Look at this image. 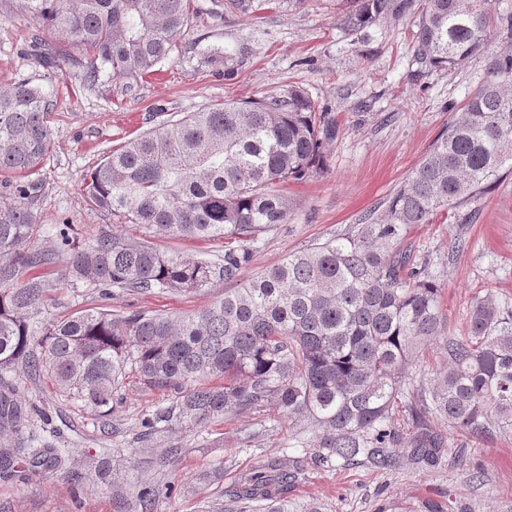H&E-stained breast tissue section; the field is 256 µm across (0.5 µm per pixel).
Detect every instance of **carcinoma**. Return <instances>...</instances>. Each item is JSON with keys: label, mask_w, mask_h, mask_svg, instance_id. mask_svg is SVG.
Segmentation results:
<instances>
[{"label": "carcinoma", "mask_w": 512, "mask_h": 512, "mask_svg": "<svg viewBox=\"0 0 512 512\" xmlns=\"http://www.w3.org/2000/svg\"><path fill=\"white\" fill-rule=\"evenodd\" d=\"M42 25L84 51L77 59L52 42L42 64L76 65L85 80L122 78L126 90L177 49L195 13L192 0H31ZM348 24L367 27L415 16L414 56L422 68L452 69L485 54L483 79L389 196L384 213L340 237L288 254L244 280L254 244L287 223L276 186L323 168L336 127L300 88L279 97L217 103L113 149L84 183L87 205L144 230L134 241L102 230L88 245L65 229L46 248L29 247L37 227L31 202L51 150V104L21 81L0 91V172L13 178L16 201L0 203V472L26 461L36 472L63 469L68 449L43 438L13 399L12 372L46 377L71 400L106 420L124 400L127 370L143 384L175 393L145 415L144 435L202 429L226 415L269 406L311 426V463L366 460L387 469L403 440L399 407L413 408L410 460L433 464L442 442L431 417L485 435L512 430V309L487 296L474 301L464 336L450 334L441 288L402 248L408 230L441 211L479 199L499 173L512 170V7L499 0H347ZM248 15L262 0H227ZM497 45H492V41ZM156 235L233 240L218 259H188L155 249ZM69 254L74 292L97 291L100 305L70 317L43 318L51 284L26 270ZM228 284L224 297L195 313H112L130 292H201ZM440 340L447 369L409 390L407 366ZM259 459L224 490L239 512H322L284 498L310 463ZM162 489L136 496V512H156Z\"/></svg>", "instance_id": "1"}]
</instances>
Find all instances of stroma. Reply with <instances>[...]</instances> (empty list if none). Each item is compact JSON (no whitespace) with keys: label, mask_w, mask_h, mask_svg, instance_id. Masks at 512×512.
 Masks as SVG:
<instances>
[{"label":"stroma","mask_w":512,"mask_h":512,"mask_svg":"<svg viewBox=\"0 0 512 512\" xmlns=\"http://www.w3.org/2000/svg\"><path fill=\"white\" fill-rule=\"evenodd\" d=\"M194 6L178 51L129 92L119 79L90 86L80 68L40 66L36 44L50 40V33L34 19L29 0H0V90L27 80L41 86L53 105V147L32 205L40 224L35 246L49 244L60 224L83 243L107 226L140 240L133 227L85 202V178L106 153L209 105L282 96L298 87L326 107L337 133L325 147L322 172L282 186L288 220L258 241L247 269L255 274L345 233L367 215H380L486 68L485 56L477 55L450 70L422 71L410 19L350 27L341 21L345 0H298L249 16L225 10L224 0H194ZM457 237L464 246L449 255L448 244ZM405 246L440 286L441 307L455 335H464L476 298L489 294L512 308V173H503L483 199L458 215L412 227ZM66 264L59 257L43 272L54 283L46 319L99 304L93 289L76 295L61 281ZM224 288L219 282L195 294L125 295L112 308L180 316L209 306ZM13 385L19 403L36 407L58 429V447L72 449L82 461L111 449L126 470L109 482L91 468L77 483L62 470L0 476V512H132L145 483L172 488L157 512H212L253 457L313 452L311 428L272 408L214 420L201 434L183 429L141 440V419L173 395L144 386L133 374L123 404L106 424L59 394L49 379L19 371ZM429 425L443 443L437 464L411 463L406 446L389 469L310 464L289 487V498L323 504L327 512H512V432L469 435L442 418ZM174 442L181 443L182 455L160 466L164 448ZM214 471L221 480L202 482V475Z\"/></svg>","instance_id":"obj_1"}]
</instances>
